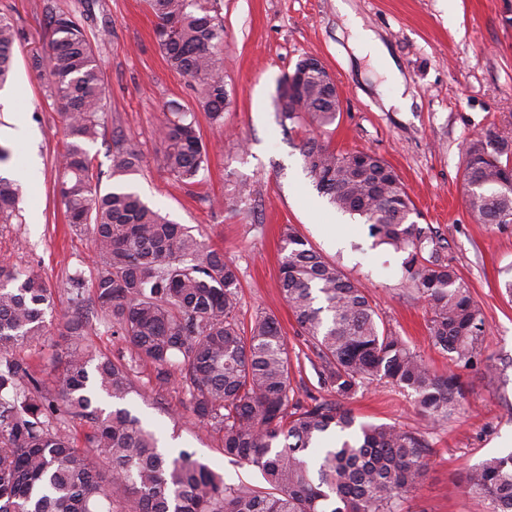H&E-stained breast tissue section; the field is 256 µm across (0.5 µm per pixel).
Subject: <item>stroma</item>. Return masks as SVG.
Returning <instances> with one entry per match:
<instances>
[{
    "label": "stroma",
    "instance_id": "35a3bbf8",
    "mask_svg": "<svg viewBox=\"0 0 512 512\" xmlns=\"http://www.w3.org/2000/svg\"><path fill=\"white\" fill-rule=\"evenodd\" d=\"M347 2L394 59L410 99L408 111L387 106L392 89L374 65L355 56L336 0H220L229 105L220 125L198 112L208 166L199 183L189 186L164 168L157 128L170 104L196 109V93L166 62L145 0H0V14L19 31L15 78L9 97L0 100V126L11 127L20 115L34 133L30 140L6 136L0 144L12 151L9 169L39 160L21 194V223L0 224V257L39 268L55 290L45 343L22 354L42 376L61 363L70 347L62 324L74 314L66 282L75 271L90 273L94 257L88 232L69 226L56 192L65 139L57 109L32 66L50 39L44 11L49 4L88 14L85 29L104 74L107 108L102 136L85 149L103 186L111 184L113 138H136L144 162L126 184L237 266L239 320L247 326L256 314L275 316L290 355L300 361L301 373L293 380L299 396L330 400L334 394L320 385L316 352L299 335L281 292L285 225L339 263L348 277L366 282L384 324L404 336L432 371L455 370L466 392L459 414L431 428L427 475L402 512H486L482 501L461 488L460 477L485 458L512 452V300L500 288L512 268V224H483L471 214L463 160L476 133L492 129L512 137V0ZM304 56L319 58L339 91L342 112L323 140L339 150L384 157L401 176L422 223L444 239L443 256L485 315L481 365L452 367L431 343L426 306L402 283L401 254L375 244L359 217L337 211L318 194L300 151L310 126L278 125L279 83ZM241 183L253 193L236 206L232 195ZM488 363L497 366V374L485 372ZM137 372L141 392L126 406L155 432L162 450L194 452L223 473L226 483L263 486L257 469L225 458L219 435L192 415L180 385L161 390L151 367ZM347 406L360 423L422 425L414 395L384 381L359 391Z\"/></svg>",
    "mask_w": 512,
    "mask_h": 512
}]
</instances>
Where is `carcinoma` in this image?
I'll list each match as a JSON object with an SVG mask.
<instances>
[{
    "instance_id": "carcinoma-1",
    "label": "carcinoma",
    "mask_w": 512,
    "mask_h": 512,
    "mask_svg": "<svg viewBox=\"0 0 512 512\" xmlns=\"http://www.w3.org/2000/svg\"><path fill=\"white\" fill-rule=\"evenodd\" d=\"M219 0H146L157 19L159 48L172 69L193 83L198 109L224 124L227 92L219 48ZM49 50L34 60L58 110L66 138L59 193L68 221L91 233L92 295L83 273L67 288L76 309L101 313L131 346V361L113 360L77 344L65 355L53 387L17 355L48 335L54 291L40 270L0 261V512H400V502L427 471L421 430L356 424L344 402L385 379L416 395L425 427L451 418L463 387L450 371L432 372L409 343L384 325L365 286L325 260L293 227L281 237V290L300 335L321 361V384L336 401L300 399L276 318L258 316L249 330L238 318L237 267L150 207L128 188L101 191L84 145L102 135L106 94L96 51L80 21L44 5ZM18 33L0 16V88L11 79ZM303 57L288 92L274 100L283 127L336 123V96ZM162 161L178 181H198L207 164L195 115L178 104L158 129ZM315 189L337 210L368 224L378 245L406 254L403 278L427 303L432 343L455 363L477 355L485 317L470 288L442 256L430 226L413 219L415 205L395 168L365 150L337 151L312 136L301 146ZM139 142L121 138L111 176L140 172ZM463 182L471 213L484 224H512V139L489 131L465 146ZM19 187L0 177V223L18 216ZM89 317L67 319L79 341ZM152 366L159 385L176 380L193 413L221 434L224 457L258 468L264 488L230 485L194 454L159 450L155 435L121 403L139 394L135 363ZM79 421L82 435L70 429ZM335 446L313 461L305 452L327 435ZM462 488L489 512H512V452L467 470Z\"/></svg>"
}]
</instances>
